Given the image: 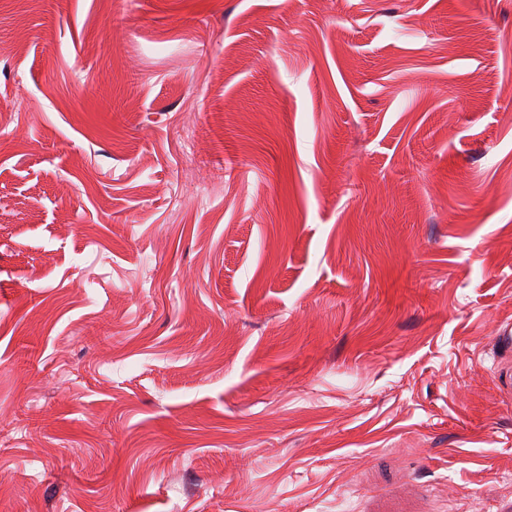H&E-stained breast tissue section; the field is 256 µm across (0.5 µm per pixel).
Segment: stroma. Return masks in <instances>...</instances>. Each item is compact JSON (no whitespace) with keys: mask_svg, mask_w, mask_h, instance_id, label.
I'll return each mask as SVG.
<instances>
[{"mask_svg":"<svg viewBox=\"0 0 512 512\" xmlns=\"http://www.w3.org/2000/svg\"><path fill=\"white\" fill-rule=\"evenodd\" d=\"M512 0H0V512H512Z\"/></svg>","mask_w":512,"mask_h":512,"instance_id":"obj_1","label":"stroma"}]
</instances>
